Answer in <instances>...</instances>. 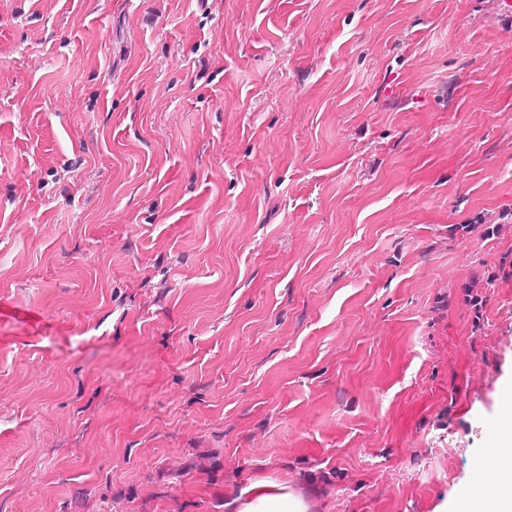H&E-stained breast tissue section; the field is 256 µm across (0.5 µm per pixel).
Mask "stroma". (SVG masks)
Segmentation results:
<instances>
[{
	"label": "stroma",
	"mask_w": 512,
	"mask_h": 512,
	"mask_svg": "<svg viewBox=\"0 0 512 512\" xmlns=\"http://www.w3.org/2000/svg\"><path fill=\"white\" fill-rule=\"evenodd\" d=\"M502 0H0V512H455L512 387ZM311 499L285 477L256 479L250 496L235 505V512H310Z\"/></svg>",
	"instance_id": "stroma-1"
}]
</instances>
